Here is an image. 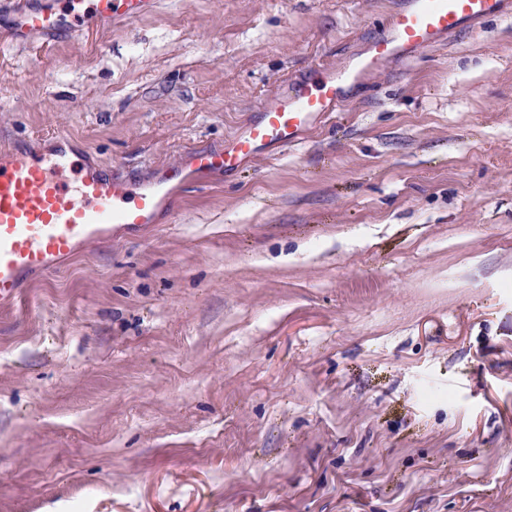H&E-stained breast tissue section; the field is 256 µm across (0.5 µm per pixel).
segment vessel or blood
Instances as JSON below:
<instances>
[{
    "instance_id": "obj_1",
    "label": "vessel or blood",
    "mask_w": 512,
    "mask_h": 512,
    "mask_svg": "<svg viewBox=\"0 0 512 512\" xmlns=\"http://www.w3.org/2000/svg\"><path fill=\"white\" fill-rule=\"evenodd\" d=\"M153 0H44L14 9L9 31L26 43L35 36L74 34L90 20L146 12ZM512 0H403L366 52L340 69L317 64L285 80L246 128L218 149H193L150 181L112 174L105 165L76 161L64 135L0 152V304L15 303L33 281L115 228L138 231L172 208L175 189L233 175L263 154L297 145L305 132L335 111L347 87L398 56L442 45L484 20L501 17Z\"/></svg>"
}]
</instances>
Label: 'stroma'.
<instances>
[{
	"label": "stroma",
	"instance_id": "1",
	"mask_svg": "<svg viewBox=\"0 0 512 512\" xmlns=\"http://www.w3.org/2000/svg\"><path fill=\"white\" fill-rule=\"evenodd\" d=\"M402 0H154L8 33L0 148L142 179ZM0 512H512V17L0 308Z\"/></svg>",
	"mask_w": 512,
	"mask_h": 512
}]
</instances>
